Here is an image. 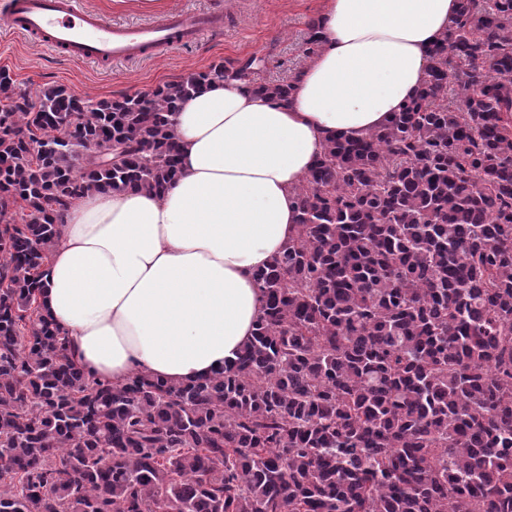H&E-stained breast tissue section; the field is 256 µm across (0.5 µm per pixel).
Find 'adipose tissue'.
<instances>
[{"label": "adipose tissue", "instance_id": "1", "mask_svg": "<svg viewBox=\"0 0 512 512\" xmlns=\"http://www.w3.org/2000/svg\"><path fill=\"white\" fill-rule=\"evenodd\" d=\"M457 5L324 0L288 101L212 81L175 115L181 175L165 193L72 200L42 302L73 359L120 384L188 383L235 358L262 312L253 273L295 233L294 186L328 138L366 135L416 93Z\"/></svg>", "mask_w": 512, "mask_h": 512}]
</instances>
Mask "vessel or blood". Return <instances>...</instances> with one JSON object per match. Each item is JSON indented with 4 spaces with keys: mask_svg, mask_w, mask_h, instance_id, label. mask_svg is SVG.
<instances>
[{
    "mask_svg": "<svg viewBox=\"0 0 512 512\" xmlns=\"http://www.w3.org/2000/svg\"><path fill=\"white\" fill-rule=\"evenodd\" d=\"M0 19L54 54L101 66L224 32L220 12L170 13L158 24L122 25L86 11L78 0H0Z\"/></svg>",
    "mask_w": 512,
    "mask_h": 512,
    "instance_id": "vessel-or-blood-1",
    "label": "vessel or blood"
}]
</instances>
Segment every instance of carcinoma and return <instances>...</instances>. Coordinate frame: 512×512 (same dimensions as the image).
I'll return each instance as SVG.
<instances>
[{
	"label": "carcinoma",
	"mask_w": 512,
	"mask_h": 512,
	"mask_svg": "<svg viewBox=\"0 0 512 512\" xmlns=\"http://www.w3.org/2000/svg\"><path fill=\"white\" fill-rule=\"evenodd\" d=\"M251 66L0 105V512H512V0H459L416 96L327 140L235 359L114 385L45 314L70 200L166 192L206 82L293 94Z\"/></svg>",
	"instance_id": "carcinoma-1"
}]
</instances>
